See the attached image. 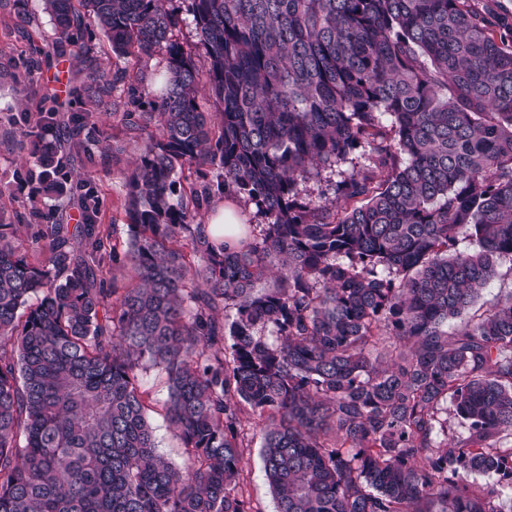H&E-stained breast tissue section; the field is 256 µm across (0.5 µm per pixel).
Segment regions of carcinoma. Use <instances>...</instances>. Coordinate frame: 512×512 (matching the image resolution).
Instances as JSON below:
<instances>
[{"instance_id":"obj_1","label":"carcinoma","mask_w":512,"mask_h":512,"mask_svg":"<svg viewBox=\"0 0 512 512\" xmlns=\"http://www.w3.org/2000/svg\"><path fill=\"white\" fill-rule=\"evenodd\" d=\"M44 10L97 106L143 77L99 73L91 30L166 67L124 113L141 154L123 174V255L92 169L79 223L34 204L28 247L0 217V512H251L237 487L252 417L277 512H502L469 475L512 487L497 439L512 430V299L447 326L512 259V38L472 0H188L221 106L204 112L166 0ZM95 116L48 107L15 127L38 138L29 175L47 192H67L66 162L92 161ZM359 148L373 167L338 201L298 200V178ZM202 166L212 180L176 195ZM227 192L266 218L236 249L202 221ZM464 229L475 247L460 252ZM109 258L129 266L120 288L104 287ZM148 364L167 376L182 467L157 450ZM444 403L469 436L436 446Z\"/></svg>"}]
</instances>
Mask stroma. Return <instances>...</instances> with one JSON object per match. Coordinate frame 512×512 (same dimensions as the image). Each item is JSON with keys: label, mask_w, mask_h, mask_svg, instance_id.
Returning <instances> with one entry per match:
<instances>
[{"label": "stroma", "mask_w": 512, "mask_h": 512, "mask_svg": "<svg viewBox=\"0 0 512 512\" xmlns=\"http://www.w3.org/2000/svg\"><path fill=\"white\" fill-rule=\"evenodd\" d=\"M101 66L108 71L124 69L142 72L146 85L159 81L163 58L156 55L141 60L112 56L102 37H93ZM70 44L58 42L50 16L42 9L40 0H28L24 9H17L14 0H0V212L7 223L25 224L29 221L31 201L52 210L66 222L78 215L79 189L57 196L47 193L37 180L22 176L25 161L31 160V144H16L11 123L24 113L36 111L44 92L56 93L55 106L66 114L82 108L74 90L87 82L82 63L74 55ZM147 106L143 94H131L127 85L117 84L110 98L102 122L97 125L98 144L94 147L95 167L99 172L96 195L99 200L100 221L115 228L114 237L126 238V189L122 174L140 155V146L130 141L124 131V112H138ZM368 153L356 152L349 159L333 167L321 169L319 174L299 181L302 198L315 203H328L336 198L337 185L352 172L371 167ZM154 404L150 414L155 428L158 450L177 465H184L185 455L178 433L167 422L163 405L168 396L167 377L159 367H149L139 375ZM249 446L244 450L239 489L246 497L252 512H276V503L266 481L260 457L262 434L258 422H250Z\"/></svg>", "instance_id": "35a3bbf8"}]
</instances>
